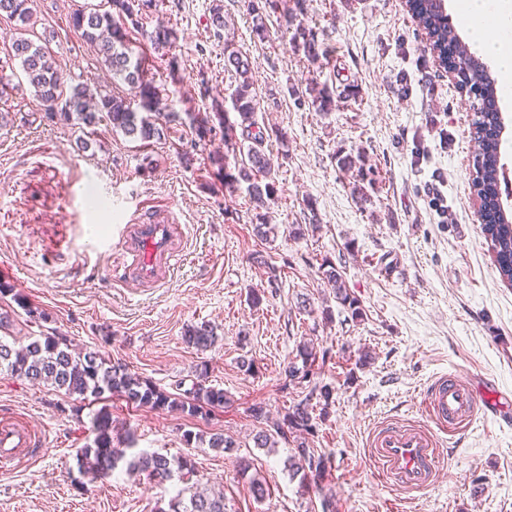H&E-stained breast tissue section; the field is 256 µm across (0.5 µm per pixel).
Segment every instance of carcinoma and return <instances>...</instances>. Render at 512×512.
I'll return each instance as SVG.
<instances>
[{
	"label": "carcinoma",
	"instance_id": "obj_1",
	"mask_svg": "<svg viewBox=\"0 0 512 512\" xmlns=\"http://www.w3.org/2000/svg\"><path fill=\"white\" fill-rule=\"evenodd\" d=\"M108 4L109 9L103 12L93 10L74 14L73 26L81 31L85 40L96 46L109 72L135 90L139 97L136 109L124 98L101 96L80 82L70 86L68 92H63L54 58L43 47L26 37L31 22L28 0H0V13L7 14L17 23V36L12 42V50L14 57L20 60L26 80L35 96L48 108L57 100L64 101L61 111L47 112L50 119L82 129H93L105 121L131 140L150 141L160 136L159 128L150 121L148 114L161 110L162 90L148 78L144 63L133 59L129 52V26L136 27L139 24L130 0H108ZM431 4L432 0H420L425 26L438 43L455 51L463 83L485 89L487 76L484 69L472 59L457 30L450 27L448 19L433 10ZM296 19L297 15L290 14V21L296 23L290 46L315 62L319 58L315 35L303 23L296 22ZM224 69L234 78L231 102L240 123L229 122L224 110V100L214 98L205 110L189 114L190 125L201 141L212 134L215 126L223 127L226 147L237 145L236 128L245 131L247 161L241 163L237 174L224 171V156L216 153L212 155L211 161L218 165V173L224 174V181L247 183L252 202L261 208L266 200L277 193L275 177L264 153V145L270 139V133L258 126L255 120L258 101L253 90L254 82L248 57L235 47L233 38L227 36L224 37ZM313 103L320 112L336 109L334 93L326 86L317 90ZM497 119V113L477 105L472 119L473 136H481L482 131L493 127ZM493 144L494 140L491 138L482 142V161L479 163L477 176L485 187L493 185L496 180ZM365 159L362 149L347 153L342 150L336 152V167L351 174L355 192L362 205L371 202V192L375 185L371 172L365 168ZM490 245L491 250L497 253L495 263L501 276L511 283L512 223L495 225ZM321 267L325 278L335 285L336 303L350 310L351 319L362 318L359 301L346 288L342 271L328 258L323 260ZM0 296L11 297L26 312L29 320L43 318V313L30 305L13 285L1 281ZM185 337L187 343L198 349H205L212 342L210 331L201 327L188 330ZM299 357L302 366L293 363L286 369V376L292 381H305L313 375L311 364L316 360L313 348L302 346ZM5 373L17 379L51 386L79 400H100L108 393L139 407L176 409L190 417L198 415L208 407H221L228 403L222 390L207 387L199 381L185 390L184 396L173 397L150 381L128 372L124 366L106 361L95 351L82 353L71 349L66 337L55 334L40 335L20 347L0 339V374ZM332 396L329 386L317 383L312 385L299 401L285 410L274 426V431L260 430L255 434L254 442L259 448H271L279 438L293 443L294 452L288 458V470L292 476L299 478L301 491L307 493L311 489L315 490L322 494L321 505H331L332 512H340L335 496L323 492V482L328 476V457L307 444V438L316 432L314 413H319L321 418L327 417ZM92 433L93 440L76 454L80 474L94 479L104 478L124 462L128 471L144 475L157 485H164L174 479L181 483L177 494L170 500L169 510L162 509L160 512H230L224 502V493H217L209 485L196 479V467L190 457L143 451L127 458L126 446L132 444L134 438L128 434L124 440L125 447L115 445L113 420L110 413L103 408L92 417Z\"/></svg>",
	"mask_w": 512,
	"mask_h": 512
}]
</instances>
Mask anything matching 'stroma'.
Here are the masks:
<instances>
[{"label": "stroma", "instance_id": "35a3bbf8", "mask_svg": "<svg viewBox=\"0 0 512 512\" xmlns=\"http://www.w3.org/2000/svg\"><path fill=\"white\" fill-rule=\"evenodd\" d=\"M212 0H166L130 33L134 57L156 85L168 88L179 113L228 97L224 42L214 35ZM235 44L251 61L259 126L279 138L265 152L277 196L265 214L245 185H226L210 160L223 152V132L197 139L189 124L152 120L162 135L130 141L102 124L80 145L77 128L51 121L11 52L13 20L0 15V280L9 282L44 317L18 314L17 340L57 332L74 347L181 394L193 381L224 390L229 402L189 417L171 409L134 407L119 397L79 403L50 387L0 375V417L41 429L40 452L0 474V512H161L178 482L159 486L118 467L91 482L75 454L93 438L91 417L107 407L118 430L131 431L133 452L188 454L198 476L224 493L232 512H312L286 467L291 448H258L263 406L278 419L300 392L284 369L300 343L329 350L316 381L333 389L318 419L314 447L329 459L330 487L341 512H512V422L483 416L449 436L433 430L444 450L434 485L411 491L385 481L369 448L372 430L400 423L431 427L422 410L429 385L456 375L496 400L512 394V286L505 283L477 216L469 149L473 110L430 50L424 29L402 0H306L304 24L322 41L309 61L293 52L287 10L271 0H223ZM106 0H30L28 36L48 46L63 85L88 84L134 101L112 78L72 23L75 11ZM267 15L264 37L252 32L254 7ZM174 29L169 49L155 50L157 27ZM338 94L325 114L313 90ZM363 148L376 191L360 205L353 179L339 171L338 149ZM192 155L185 163L184 155ZM448 199L439 216L432 192ZM315 205L319 227L305 235ZM165 215L178 224L185 261L156 288H128L115 277L127 259L117 228ZM265 218L275 230L257 237ZM344 272L363 310L361 321L324 319L332 299L323 259ZM276 266L278 288L267 282ZM262 292L251 305L250 291ZM212 326L205 351L184 342L187 328ZM255 371L241 370V358ZM232 437L222 452L186 445L185 431ZM267 493L255 500L239 472Z\"/></svg>", "mask_w": 512, "mask_h": 512}]
</instances>
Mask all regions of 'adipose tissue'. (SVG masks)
Here are the masks:
<instances>
[{
	"instance_id": "ef3b65f1",
	"label": "adipose tissue",
	"mask_w": 512,
	"mask_h": 512,
	"mask_svg": "<svg viewBox=\"0 0 512 512\" xmlns=\"http://www.w3.org/2000/svg\"><path fill=\"white\" fill-rule=\"evenodd\" d=\"M460 16L474 45L493 60L501 88L512 85V46L503 40L512 32V0H462Z\"/></svg>"
}]
</instances>
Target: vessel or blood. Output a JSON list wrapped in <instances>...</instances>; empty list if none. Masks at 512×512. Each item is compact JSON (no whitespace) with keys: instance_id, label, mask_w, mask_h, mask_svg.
<instances>
[{"instance_id":"obj_1","label":"vessel or blood","mask_w":512,"mask_h":512,"mask_svg":"<svg viewBox=\"0 0 512 512\" xmlns=\"http://www.w3.org/2000/svg\"><path fill=\"white\" fill-rule=\"evenodd\" d=\"M122 235L131 257L123 273L127 287L159 286L184 258L178 244L179 227L164 218L125 226ZM425 409L439 428L455 431L486 413L488 405L471 385L443 376L430 385ZM42 445L41 438L29 429L8 421L0 423L1 468L11 467L18 456L34 454ZM370 448L384 478L405 488H427L434 483L441 451L429 431L388 425L373 432Z\"/></svg>"}]
</instances>
